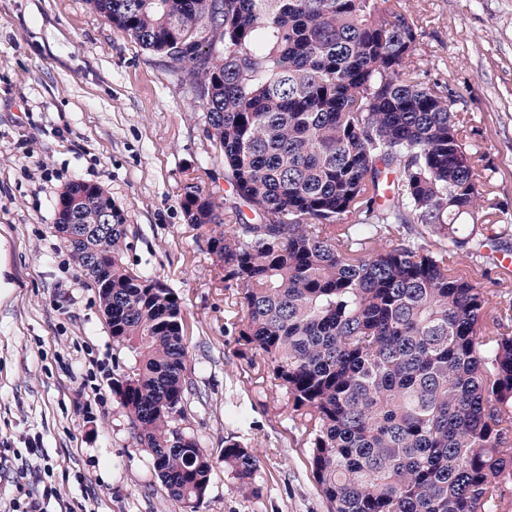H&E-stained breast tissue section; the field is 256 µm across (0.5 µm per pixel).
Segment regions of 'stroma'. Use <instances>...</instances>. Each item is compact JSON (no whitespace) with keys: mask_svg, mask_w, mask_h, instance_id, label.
<instances>
[{"mask_svg":"<svg viewBox=\"0 0 512 512\" xmlns=\"http://www.w3.org/2000/svg\"><path fill=\"white\" fill-rule=\"evenodd\" d=\"M403 2L421 81L453 92L481 156L477 182L512 214V0ZM73 182L108 192L126 218V264L182 303L185 411L214 461L198 504L167 494L112 386L126 355L54 230ZM188 183L229 192L204 109L169 58L86 0H0V512L47 487L48 512H328L286 397L233 327L207 231L185 220ZM228 440L259 456L254 491L225 472Z\"/></svg>","mask_w":512,"mask_h":512,"instance_id":"obj_1","label":"stroma"}]
</instances>
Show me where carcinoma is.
Masks as SVG:
<instances>
[{
  "label": "carcinoma",
  "mask_w": 512,
  "mask_h": 512,
  "mask_svg": "<svg viewBox=\"0 0 512 512\" xmlns=\"http://www.w3.org/2000/svg\"><path fill=\"white\" fill-rule=\"evenodd\" d=\"M401 2L89 0L206 109L231 194L187 185L185 217L208 228L238 336L287 396L330 512H509L512 291L491 316L481 281L512 226L484 205L454 95L411 69ZM77 200L82 223L112 225L68 247L80 268L107 255L90 280L131 356L112 384L134 438L170 496L200 501L213 464L184 409L180 299L125 263L101 187L69 185L57 223ZM223 461L253 488L251 449L227 441Z\"/></svg>",
  "instance_id": "obj_1"
}]
</instances>
